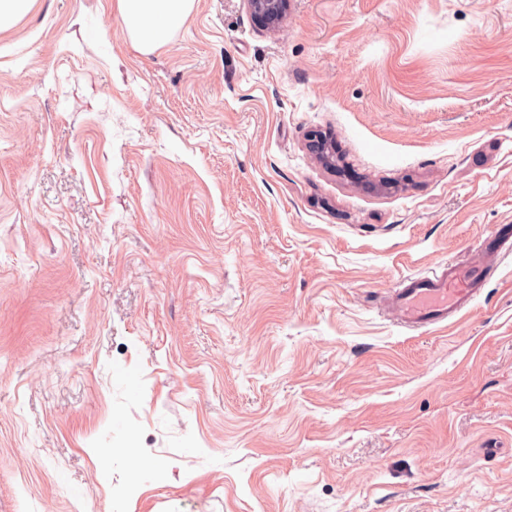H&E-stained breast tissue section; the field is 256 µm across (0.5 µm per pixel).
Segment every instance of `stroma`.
<instances>
[{
	"label": "stroma",
	"instance_id": "stroma-1",
	"mask_svg": "<svg viewBox=\"0 0 512 512\" xmlns=\"http://www.w3.org/2000/svg\"><path fill=\"white\" fill-rule=\"evenodd\" d=\"M112 2L0 31V512H512V255L387 307L512 224V0ZM195 0H116L115 12L135 49L150 54L188 19ZM254 18L264 25H273L288 12L289 0H245ZM484 241L490 248L469 265L457 267L448 262L406 277L402 288L395 291L394 310L399 324L412 329L437 326L473 301L494 269L490 257L512 253V225H500Z\"/></svg>",
	"mask_w": 512,
	"mask_h": 512
}]
</instances>
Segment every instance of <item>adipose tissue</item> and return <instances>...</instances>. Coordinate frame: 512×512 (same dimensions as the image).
I'll list each match as a JSON object with an SVG mask.
<instances>
[{
    "instance_id": "1",
    "label": "adipose tissue",
    "mask_w": 512,
    "mask_h": 512,
    "mask_svg": "<svg viewBox=\"0 0 512 512\" xmlns=\"http://www.w3.org/2000/svg\"><path fill=\"white\" fill-rule=\"evenodd\" d=\"M195 0H115V12L135 49L154 52L188 19Z\"/></svg>"
}]
</instances>
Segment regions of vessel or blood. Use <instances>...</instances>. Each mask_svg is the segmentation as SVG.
<instances>
[{
	"label": "vessel or blood",
	"instance_id": "b4317fda",
	"mask_svg": "<svg viewBox=\"0 0 512 512\" xmlns=\"http://www.w3.org/2000/svg\"><path fill=\"white\" fill-rule=\"evenodd\" d=\"M487 241L488 252L469 265L439 264L406 277L395 292L394 310L399 324L412 329L437 326L473 301L494 268V256L512 253V226L500 225Z\"/></svg>",
	"mask_w": 512,
	"mask_h": 512
}]
</instances>
